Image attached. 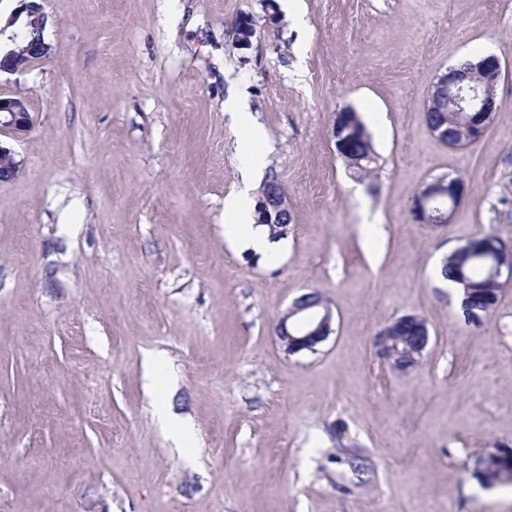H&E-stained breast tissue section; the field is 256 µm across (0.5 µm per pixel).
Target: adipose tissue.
<instances>
[{"label":"adipose tissue","instance_id":"1","mask_svg":"<svg viewBox=\"0 0 512 512\" xmlns=\"http://www.w3.org/2000/svg\"><path fill=\"white\" fill-rule=\"evenodd\" d=\"M224 110L243 133L238 153L247 185L246 190L227 197L224 201V237L243 249L260 255L276 253L277 242L270 240L266 228L255 222V205L249 193L250 187L260 180L265 166V155L260 145L265 140L266 133L238 97L228 96L224 102Z\"/></svg>","mask_w":512,"mask_h":512}]
</instances>
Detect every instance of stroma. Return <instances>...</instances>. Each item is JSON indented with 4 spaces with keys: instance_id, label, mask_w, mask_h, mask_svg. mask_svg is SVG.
<instances>
[{
    "instance_id": "stroma-1",
    "label": "stroma",
    "mask_w": 512,
    "mask_h": 512,
    "mask_svg": "<svg viewBox=\"0 0 512 512\" xmlns=\"http://www.w3.org/2000/svg\"><path fill=\"white\" fill-rule=\"evenodd\" d=\"M40 4L49 57L0 78L31 115L0 134L21 163L0 182V512H512V485L474 475L512 448V282L474 324L437 279L471 239L512 249V0H300L301 29L278 0ZM485 51L500 109L448 147L425 104ZM232 88L292 217L269 259L224 238ZM344 108L377 154L361 180L336 151ZM443 174L465 185L451 221L414 222ZM311 291L336 333L287 355L274 324ZM408 313L430 343L402 374L374 341ZM154 408L159 421L177 444L182 448L191 447L194 441L192 428L186 423L175 420L168 413L165 403L162 400H156Z\"/></svg>"
}]
</instances>
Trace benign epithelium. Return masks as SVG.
I'll return each instance as SVG.
<instances>
[{
    "mask_svg": "<svg viewBox=\"0 0 512 512\" xmlns=\"http://www.w3.org/2000/svg\"><path fill=\"white\" fill-rule=\"evenodd\" d=\"M32 19L41 28L47 27V16L38 0H18L17 7L5 17L0 18V43H16L15 24ZM238 44L248 47L255 34L252 20L247 15L235 21ZM51 51L49 43L43 41L19 51H9L0 57V76L14 75L46 58ZM503 76L501 60L495 55H487L465 67L450 66L442 74L429 97L424 111L449 112L450 120L456 131L454 139L461 144L482 137L491 121L492 114L500 108L497 88ZM31 121L27 100L6 94H0V131H23ZM464 184L456 179L442 175L419 189L414 198L411 213L420 224H434L443 220L438 214L435 202L448 199V216H453L463 198ZM288 212V202L277 189H270L258 200V222L270 224L281 236L288 233V224L283 216ZM482 245L496 254V262L489 274V281L496 287L503 285L502 277L512 279V256L500 254L501 247L489 237L469 242L463 249L469 251ZM420 318L414 314L402 315L385 326L375 339L376 354L383 360L394 363L395 356L388 349L389 339L394 333L416 325ZM336 333L332 308L323 306H305L294 300L277 319L274 334L282 350L288 355L317 352L319 346ZM493 455L500 460L499 473L495 484H512V449H498Z\"/></svg>",
    "mask_w": 512,
    "mask_h": 512,
    "instance_id": "1",
    "label": "benign epithelium"
}]
</instances>
